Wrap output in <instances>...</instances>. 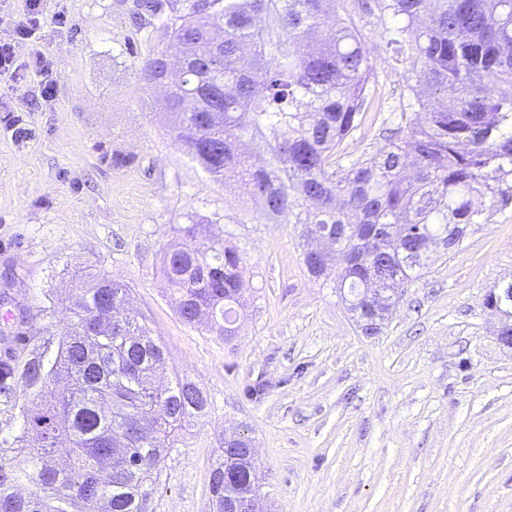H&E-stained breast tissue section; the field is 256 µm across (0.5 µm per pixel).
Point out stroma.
Here are the masks:
<instances>
[{"label": "stroma", "instance_id": "35a3bbf8", "mask_svg": "<svg viewBox=\"0 0 512 512\" xmlns=\"http://www.w3.org/2000/svg\"><path fill=\"white\" fill-rule=\"evenodd\" d=\"M163 3L140 27L136 0H44L18 42L24 2L0 0V41L22 67L0 74V361L56 341L66 312L45 316L44 292L117 278L168 351L160 377L184 375L208 399L169 449L151 512H213L210 473L234 432L255 450L259 512H512V349L485 304L512 282V212L434 247L363 335L309 275L304 225L253 223L252 202L175 141L164 91L136 73L186 0ZM36 52L56 80L49 101L25 67ZM192 224L242 258L228 341L182 322L166 288L163 253Z\"/></svg>", "mask_w": 512, "mask_h": 512}]
</instances>
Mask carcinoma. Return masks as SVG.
I'll list each match as a JSON object with an SVG mask.
<instances>
[{"label":"carcinoma","mask_w":512,"mask_h":512,"mask_svg":"<svg viewBox=\"0 0 512 512\" xmlns=\"http://www.w3.org/2000/svg\"><path fill=\"white\" fill-rule=\"evenodd\" d=\"M375 45L400 74L388 96ZM165 67L181 75L165 106L176 141L237 182L257 222L339 232L338 272L304 261L356 307L362 289L378 288L387 317L425 253L458 246L483 223L474 199L512 209V0H191L140 80L152 86ZM369 112L393 118L384 146L357 155L347 142ZM185 233L162 265L178 316L230 336L242 259L232 246L196 241L192 226ZM131 293L115 278L83 279L56 349L0 362V401L20 421L0 443V512H150L165 449L208 401L189 397L196 385L186 378L155 379L167 352L129 310ZM62 375L71 384L61 389ZM61 440L63 467L54 460ZM244 441L212 470L214 512L226 495L254 497L257 466L238 450Z\"/></svg>","instance_id":"1"}]
</instances>
